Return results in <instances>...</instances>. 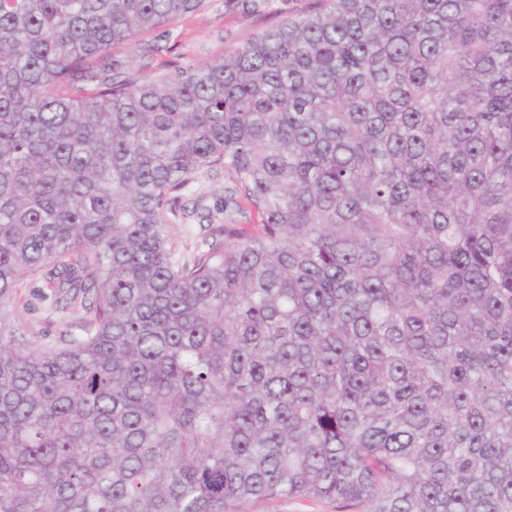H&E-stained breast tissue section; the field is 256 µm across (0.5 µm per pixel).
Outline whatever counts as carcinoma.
I'll list each match as a JSON object with an SVG mask.
<instances>
[{"mask_svg": "<svg viewBox=\"0 0 512 512\" xmlns=\"http://www.w3.org/2000/svg\"><path fill=\"white\" fill-rule=\"evenodd\" d=\"M202 4L0 0V512H512V0H317L112 73ZM37 279L75 330L10 318ZM227 184V180L223 177L215 178L210 181H204L201 183L200 187L196 184L185 192V196L183 198L184 204L187 205L188 208H191L192 202L196 195L201 192L205 197V204L214 209L216 207H220L224 201V186ZM204 229H201L196 221L173 220L169 226V236L176 247L177 253L183 257H189L194 254L201 245V239L204 235ZM251 512H335L333 506L323 500L275 498L251 505Z\"/></svg>", "mask_w": 512, "mask_h": 512, "instance_id": "obj_1", "label": "carcinoma"}]
</instances>
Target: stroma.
<instances>
[{
    "instance_id": "1",
    "label": "stroma",
    "mask_w": 512,
    "mask_h": 512,
    "mask_svg": "<svg viewBox=\"0 0 512 512\" xmlns=\"http://www.w3.org/2000/svg\"><path fill=\"white\" fill-rule=\"evenodd\" d=\"M313 0H206L203 7L156 32L141 34L128 45L115 47L119 71L130 77L156 80L175 68L202 64L223 56L260 32L310 9ZM34 332L56 336L67 321L33 289H22L12 310Z\"/></svg>"
}]
</instances>
